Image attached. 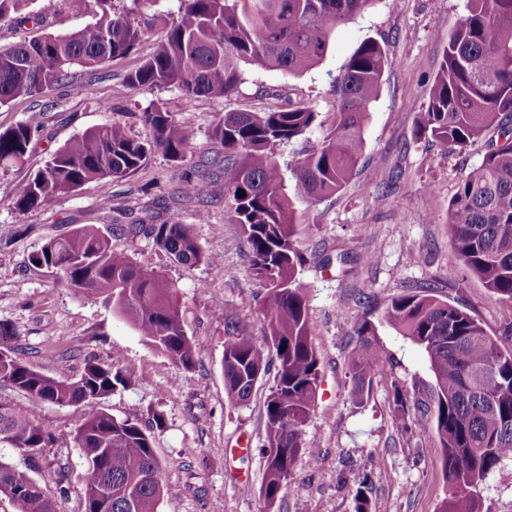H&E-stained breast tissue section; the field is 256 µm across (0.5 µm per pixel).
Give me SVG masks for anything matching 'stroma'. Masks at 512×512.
Segmentation results:
<instances>
[{"instance_id":"stroma-1","label":"stroma","mask_w":512,"mask_h":512,"mask_svg":"<svg viewBox=\"0 0 512 512\" xmlns=\"http://www.w3.org/2000/svg\"><path fill=\"white\" fill-rule=\"evenodd\" d=\"M468 0H372L341 24L324 60L291 77L254 64L242 67L238 95L201 97L185 105L178 87H129L125 75L154 51L145 36L127 57L103 69L74 67L63 84L39 97L0 106V131L32 120L42 130L25 163L0 168V323L21 334L19 354L33 369L66 380L87 363H114L135 372L127 388L100 406L113 416L150 424L166 417L154 450L162 465L159 512H353V494L363 472H371V512H436L445 495L439 441L422 429L405 434L392 417L390 381L429 385L433 377L422 348L381 318L405 288L434 286L437 295L467 307L503 349H512V304L490 297L455 252L448 231V201L464 172L480 164L486 147L476 144L449 154L415 125L438 72L449 35L467 13ZM29 10L43 26H0V43L45 33L65 35L98 19L95 0H32ZM384 45L389 66L364 127V150L353 177L337 195L296 203L301 248L307 257L297 278L307 300L311 341L322 372L318 404L306 427L305 446L284 494L265 507L261 486L266 459L265 406L273 375L260 379L247 402L233 405L224 395V319L248 323L256 343L264 341L258 314V286L241 249L238 225L224 210V186L205 207L182 199L178 189L194 177L201 156H215L214 120L233 111L310 106L322 121L334 110L333 85L342 65L365 38ZM164 103L176 121L194 132L193 148L179 163L154 152L147 163L119 182H88L47 211L18 212L16 186L42 168L57 149L84 131L108 123L125 126L147 140L140 116ZM386 193L378 203L377 193ZM111 198V212L101 208ZM143 220L191 225L207 259L187 265L172 260L152 238L126 227ZM81 224L97 225L114 252L154 268L175 285L181 319L196 350V363L176 368L151 348L121 317L109 299L78 294L60 284L52 270L33 266L31 256L50 239ZM375 256L368 267L362 254ZM371 318L380 347L395 358L393 370L376 373L364 404L352 397L348 353L356 324ZM91 409L41 404L36 421L52 428L55 442L37 467L24 454L0 443V460L28 469L56 512H83L87 471L75 430ZM66 480H59V472Z\"/></svg>"}]
</instances>
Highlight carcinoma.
<instances>
[{"instance_id":"obj_1","label":"carcinoma","mask_w":512,"mask_h":512,"mask_svg":"<svg viewBox=\"0 0 512 512\" xmlns=\"http://www.w3.org/2000/svg\"><path fill=\"white\" fill-rule=\"evenodd\" d=\"M29 0H0V24L36 25ZM114 0H96L99 20L65 35L47 34L0 45V105L32 98L66 81L75 65L95 69L129 55L145 30ZM370 0H180L178 15L163 24L152 55L128 73L126 83L177 86L185 102L224 98L239 92L241 65L256 63L300 76L324 59L337 27ZM388 66L378 41L367 38L335 80V112L318 143L303 150L283 171L277 157L317 125L310 107L264 112H226L212 137L224 156L202 158L197 176L180 188L182 197L204 206L213 197L211 167L222 163L224 209L239 225L258 282L259 314L266 348L249 325L224 319V391L232 404L246 402L278 361L266 400V471L261 488L272 505L288 487L303 448L305 427L320 390V360L310 341L308 307L298 268L305 262L295 203L319 201L342 192L364 147L363 126ZM153 131L144 142L119 124L87 130L59 148L14 192L20 212L51 208L57 199L90 181H120L137 172L153 151L183 161L194 135L164 104L142 113ZM38 127L30 122L0 132V167L25 162ZM417 133L427 134L450 153L484 141L482 162L461 177L448 201V225L456 252L498 301L512 303V0H468V13L448 38L440 69L421 112ZM245 196L238 197V190ZM129 231L152 238L168 256L198 264L205 252L188 224H130ZM52 267L76 292L104 294L114 311L156 351L190 369L195 349L182 325L176 290L154 269L112 251L93 224L49 241L32 263ZM383 319L424 349L434 383L422 391L392 380L393 412L404 429L414 425L437 435L446 497L437 512H482L481 487L512 462V350L501 348L465 308L423 287L391 298ZM19 333L0 325V383L20 392L29 405L97 404L131 383L132 373L111 364H88L70 381L27 366L18 356ZM285 351H280V348ZM352 398H369L373 376L392 358L376 343L375 325L354 328L350 350ZM418 414L409 418L410 393ZM74 443L87 468L83 512H158L163 497L162 466L154 432L131 419L95 409L76 430ZM0 442L29 459L54 444L52 431L19 404L0 405ZM371 474L359 478L354 512H368L365 490ZM0 495L13 512H55V504L25 472L0 460Z\"/></svg>"}]
</instances>
